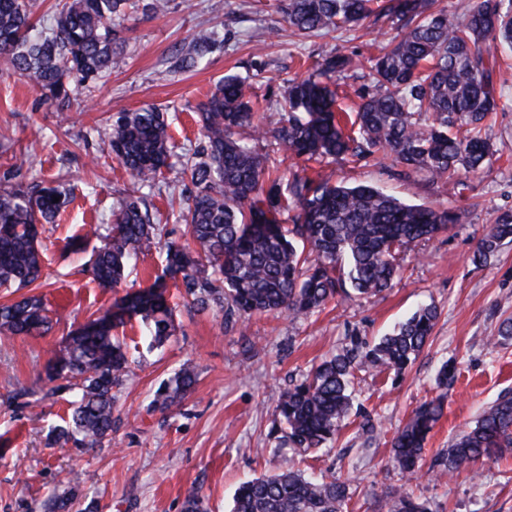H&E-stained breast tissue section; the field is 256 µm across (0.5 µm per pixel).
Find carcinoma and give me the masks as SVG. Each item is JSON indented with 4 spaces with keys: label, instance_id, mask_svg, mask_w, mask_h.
<instances>
[{
    "label": "carcinoma",
    "instance_id": "cac0c4a2",
    "mask_svg": "<svg viewBox=\"0 0 512 512\" xmlns=\"http://www.w3.org/2000/svg\"><path fill=\"white\" fill-rule=\"evenodd\" d=\"M34 0H0V63L31 78L60 107L70 102L71 81L86 93L112 73L123 45L116 22L128 0H61L47 30L33 35ZM288 23L308 34L349 30L366 18L389 20L398 33L369 59L377 90L362 99L346 131L334 109L327 80L353 66L337 53L303 79H290L281 107L282 125L272 131L278 150L297 157L368 158L390 152L402 173L462 176L483 173L492 150L484 123L501 109L503 89L495 72L498 48L512 49V0H473L465 19L448 20L439 0H289ZM219 43L203 32L176 50L173 67L189 71ZM429 112L432 121L416 116ZM244 80L226 75L197 107L203 144L188 158L185 173L193 191L180 219L191 241L166 237L142 197L130 193L112 210V227L101 233L89 260L103 288L120 285L132 262L158 248L165 254L163 275L147 291L122 299L70 334L65 353L50 361V380L70 393L69 420L50 431L56 443L103 447L112 434L116 389L131 376L123 342L112 330L141 317L149 346L175 335L166 280L184 290L201 311L217 308L224 323H247L261 313L308 316L342 295L380 292L399 274L397 257L423 238L461 220L460 214L407 204L383 190L332 184L318 176L283 183L272 177L271 154L257 146L266 131L252 126ZM253 127V134L238 130ZM466 127L458 137L450 133ZM112 153L134 184L153 186L168 167V124L155 108L121 112L107 132ZM59 202H53V198ZM70 203V193L52 186L0 187V285L28 288L42 277V224H53ZM512 242V214L499 215L479 240L474 262L482 264ZM437 307L418 309L377 344L356 337L323 361L301 382L284 390L275 406L270 434L278 450L293 455L322 448L336 435L351 409L348 386L355 372L404 370L426 345ZM52 328L42 299L35 295L0 304V334L43 336ZM196 384L194 368L182 366L153 400L169 410L182 404ZM443 412L432 400L415 410L391 440L392 459L409 475L418 469L423 445ZM512 451V394L500 395L474 426L462 431L438 458L434 476L450 478L485 460ZM349 486L323 475L306 477L284 467L243 482L231 512H343ZM386 512H430L400 490L384 503Z\"/></svg>",
    "mask_w": 512,
    "mask_h": 512
}]
</instances>
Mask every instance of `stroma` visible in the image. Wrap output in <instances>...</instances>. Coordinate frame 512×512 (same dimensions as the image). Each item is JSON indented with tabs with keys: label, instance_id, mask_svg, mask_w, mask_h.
<instances>
[{
	"label": "stroma",
	"instance_id": "obj_1",
	"mask_svg": "<svg viewBox=\"0 0 512 512\" xmlns=\"http://www.w3.org/2000/svg\"><path fill=\"white\" fill-rule=\"evenodd\" d=\"M288 0H169L164 14L126 16L119 29L122 61L94 93L75 89L60 109L31 80L0 67V176L13 170L23 183L69 189L73 201L43 238L44 277L36 288L54 320L42 336H0V512H44V502L72 492L68 512H183L197 492L206 512H229L240 482L275 473L269 435L280 392L299 382L322 360L336 354L350 336L375 343L418 306L432 303L439 316L416 361L401 372L356 373L353 407L335 441L295 457L305 474L347 481L349 512H379L396 489L427 501L431 512H512V455L437 481L431 468L453 439L473 426L482 409L512 392V338L499 326L512 318V243L487 264L473 253L495 217L512 212V57L502 58L498 82L504 107L484 134L493 146L489 167L461 185L445 177L403 175L393 156L349 157L323 163L275 153L283 179L321 172L330 183L368 184L411 204L462 213L461 223L401 253V272L391 287L370 296L330 302L319 314L294 318L262 314L249 323L228 324L222 313L190 311L170 288L179 325L163 347L147 350L140 319L120 326L133 376L118 392L112 440L82 453L49 441L68 407L50 395L45 367L63 350L69 334L111 308L127 293L150 286L161 272L158 252L141 256L126 281L105 289L81 265L88 253L71 243L90 226H110L117 200L132 188L126 170L109 150L106 120L119 112L153 106L169 125L172 157L192 153L202 137L196 108L227 74L246 80L255 122L264 128L281 118L279 104L288 79L335 52L352 56L339 90V107L355 111L372 92L367 60L395 36L390 22L365 20L349 31L309 35L290 28ZM218 31L223 46L196 69L177 72L168 59L183 42ZM190 185L172 182L141 188L148 209L170 237L189 235L175 223ZM192 363L197 383L181 409L154 408L160 385L183 363ZM455 366L448 390L436 384L443 364ZM27 392V400L16 392ZM442 399L443 412L428 434L419 469L402 473L390 442L421 404ZM379 425L367 440L360 424Z\"/></svg>",
	"mask_w": 512,
	"mask_h": 512
}]
</instances>
